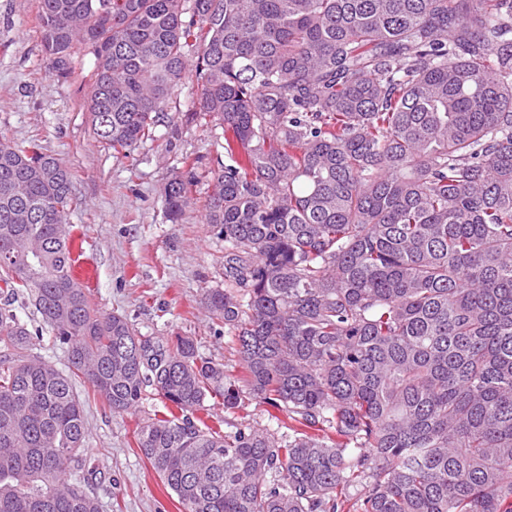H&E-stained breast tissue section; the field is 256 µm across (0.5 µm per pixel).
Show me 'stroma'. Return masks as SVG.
I'll list each match as a JSON object with an SVG mask.
<instances>
[{"mask_svg":"<svg viewBox=\"0 0 512 512\" xmlns=\"http://www.w3.org/2000/svg\"><path fill=\"white\" fill-rule=\"evenodd\" d=\"M96 66L93 46L82 43L69 78L57 79L43 51L37 0H0V137L36 143L72 170L76 203L66 224L80 234L83 256L95 266L96 284L87 294L96 309L126 316L146 336L195 337L203 356L238 371L229 336L214 334L201 304L204 290L221 280L224 242L205 224L200 205L186 208L179 223L168 221L162 196L183 156L199 158L202 169L215 167L232 133L192 122L196 74L190 69L155 138L131 157L115 156L96 139L85 109ZM89 390L77 386L86 398L89 488L102 512H179L132 437L136 420L162 410V400L115 415L89 398ZM195 417L213 429L222 421L272 429L286 414L253 400L228 414L216 398Z\"/></svg>","mask_w":512,"mask_h":512,"instance_id":"35a3bbf8","label":"stroma"}]
</instances>
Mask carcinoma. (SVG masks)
I'll return each mask as SVG.
<instances>
[{
  "label": "carcinoma",
  "instance_id": "cac0c4a2",
  "mask_svg": "<svg viewBox=\"0 0 512 512\" xmlns=\"http://www.w3.org/2000/svg\"><path fill=\"white\" fill-rule=\"evenodd\" d=\"M61 80L129 157L182 87L249 163L208 171L224 281L203 303L242 375L192 336H143L70 274L73 175L0 139V512H100L86 488L89 384L114 414L150 396L137 447L183 512H512V0H38ZM164 186L176 223L198 160ZM68 371L34 354L44 333ZM287 413L286 432L202 429L207 398Z\"/></svg>",
  "mask_w": 512,
  "mask_h": 512
}]
</instances>
